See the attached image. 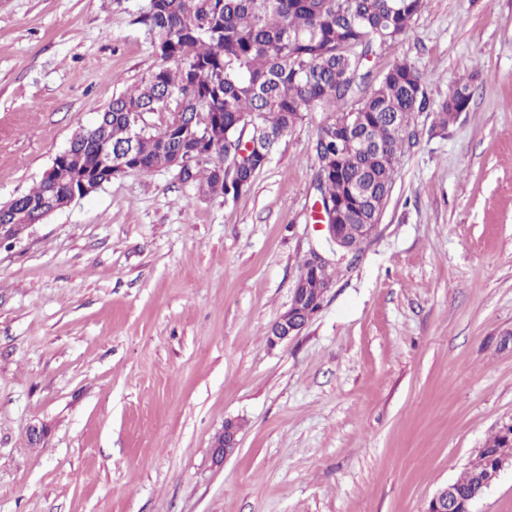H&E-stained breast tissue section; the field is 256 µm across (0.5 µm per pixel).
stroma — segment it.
<instances>
[{
    "instance_id": "1",
    "label": "stroma",
    "mask_w": 512,
    "mask_h": 512,
    "mask_svg": "<svg viewBox=\"0 0 512 512\" xmlns=\"http://www.w3.org/2000/svg\"><path fill=\"white\" fill-rule=\"evenodd\" d=\"M146 3L0 0V204L158 65ZM400 60L429 105L378 232L331 261L296 338L270 327L332 254L318 109L237 199L131 172L0 245V512H424L512 420V0H427L372 83ZM470 87L471 85L468 81L457 83L456 85H454V88L449 97H447L439 104V127H441L442 129L447 128L450 121L457 119L460 112H463V110L468 107L471 96ZM459 90L463 91L466 94L469 93V102L467 97L465 102L462 99L458 98ZM308 264L301 270L298 281L293 289L291 306L284 311L271 325L269 341L277 345L284 341L299 336L306 326L315 318L322 309L323 301L332 285L328 269H319L329 260L317 252H312L307 259ZM238 429L239 426L237 425ZM238 429L236 425L232 421H227L224 424V438L222 443H217L213 445L212 448V457L216 463H223L224 458L230 455L235 448H238V440L237 434Z\"/></svg>"
}]
</instances>
